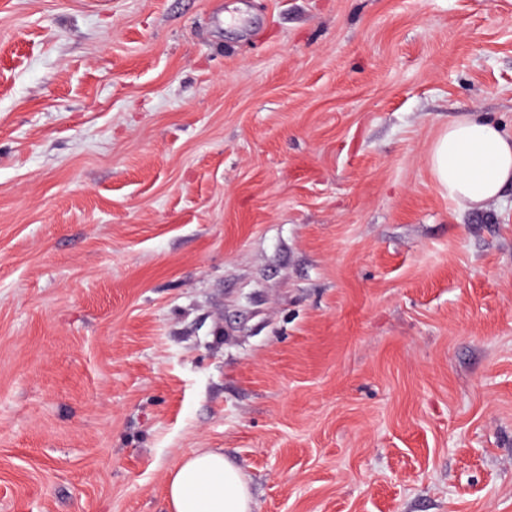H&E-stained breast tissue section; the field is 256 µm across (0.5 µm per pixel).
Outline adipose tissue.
<instances>
[{
  "label": "adipose tissue",
  "instance_id": "1",
  "mask_svg": "<svg viewBox=\"0 0 512 512\" xmlns=\"http://www.w3.org/2000/svg\"><path fill=\"white\" fill-rule=\"evenodd\" d=\"M430 164L450 199L474 208L499 199L512 185V135L473 115L449 121L434 142ZM169 512H252L249 482L214 450L186 455L166 478Z\"/></svg>",
  "mask_w": 512,
  "mask_h": 512
}]
</instances>
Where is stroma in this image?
Instances as JSON below:
<instances>
[{
  "mask_svg": "<svg viewBox=\"0 0 512 512\" xmlns=\"http://www.w3.org/2000/svg\"><path fill=\"white\" fill-rule=\"evenodd\" d=\"M512 0H0V512H512ZM430 164L439 187L469 208L499 199L512 183V135L473 115L448 121ZM169 512H252L249 482L236 464L214 450L186 455L166 478Z\"/></svg>",
  "mask_w": 512,
  "mask_h": 512,
  "instance_id": "obj_1",
  "label": "stroma"
}]
</instances>
